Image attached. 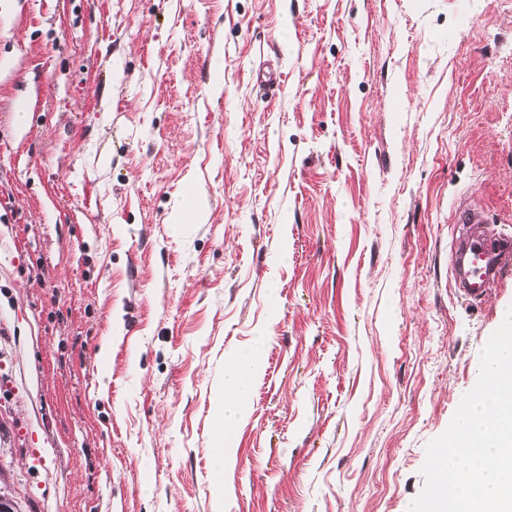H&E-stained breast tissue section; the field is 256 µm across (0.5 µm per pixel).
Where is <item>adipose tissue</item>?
Wrapping results in <instances>:
<instances>
[{"instance_id": "ef3b65f1", "label": "adipose tissue", "mask_w": 512, "mask_h": 512, "mask_svg": "<svg viewBox=\"0 0 512 512\" xmlns=\"http://www.w3.org/2000/svg\"><path fill=\"white\" fill-rule=\"evenodd\" d=\"M258 371L257 360L249 355L235 356L225 365L224 386L215 404L219 419L215 441L221 449L216 457L219 468H226L235 460L232 425L234 420L243 416Z\"/></svg>"}]
</instances>
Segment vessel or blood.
I'll list each match as a JSON object with an SVG mask.
<instances>
[{
  "label": "vessel or blood",
  "mask_w": 512,
  "mask_h": 512,
  "mask_svg": "<svg viewBox=\"0 0 512 512\" xmlns=\"http://www.w3.org/2000/svg\"><path fill=\"white\" fill-rule=\"evenodd\" d=\"M512 266V239L476 236L462 241L456 251L454 275L466 296L487 294L491 281Z\"/></svg>",
  "instance_id": "1"
}]
</instances>
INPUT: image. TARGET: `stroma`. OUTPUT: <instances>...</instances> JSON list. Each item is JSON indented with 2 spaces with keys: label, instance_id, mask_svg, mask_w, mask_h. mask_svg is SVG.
<instances>
[{
  "label": "stroma",
  "instance_id": "1",
  "mask_svg": "<svg viewBox=\"0 0 512 512\" xmlns=\"http://www.w3.org/2000/svg\"><path fill=\"white\" fill-rule=\"evenodd\" d=\"M471 232L512 237V0H0V498L408 512L512 306ZM487 259L484 267L471 268L472 256ZM512 240L507 237L484 238L476 236L462 241L456 251L454 262L455 279L460 282V290L469 297H482L487 294L491 280L503 270L511 267ZM259 368L257 360L250 355H237L225 365L224 387L218 393L215 404L219 425L214 442L223 450L214 458L220 473L235 460L232 425L235 418L240 420L243 416Z\"/></svg>",
  "mask_w": 512,
  "mask_h": 512
}]
</instances>
